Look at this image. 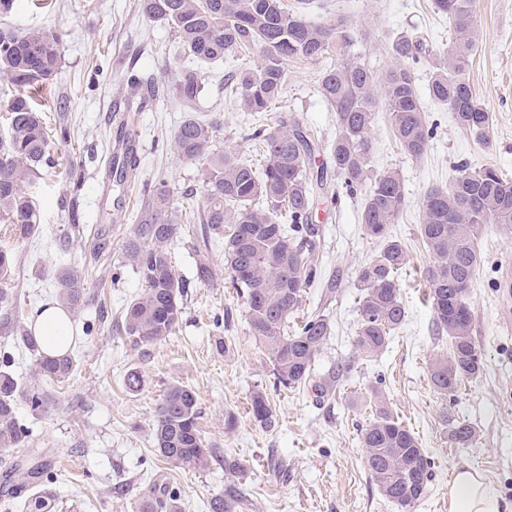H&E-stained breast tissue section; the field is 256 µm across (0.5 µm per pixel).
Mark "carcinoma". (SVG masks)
Returning <instances> with one entry per match:
<instances>
[{
    "label": "carcinoma",
    "instance_id": "cac0c4a2",
    "mask_svg": "<svg viewBox=\"0 0 512 512\" xmlns=\"http://www.w3.org/2000/svg\"><path fill=\"white\" fill-rule=\"evenodd\" d=\"M313 0H141L142 15L173 30L183 53L210 62L258 52L253 65L234 72V103L243 112L267 119L252 128L263 164L257 170L230 149L215 144L217 125L198 119L184 121L174 134L178 158L202 164L206 204L199 212L202 242L212 236L224 240V263L233 288L245 299L248 326L264 348L271 365L273 386L298 388L312 372L316 355L331 333L323 315L308 319L293 331L289 318L301 304L306 288L318 276L308 262L319 228L312 208L328 191L327 169L336 172L354 193L368 186L361 224L365 233L384 240L381 251L360 268V323L355 337L359 356L373 358L384 351L392 333L404 322L406 309L397 286L398 271L406 263V248L387 234L406 203V184L397 170L375 172L371 128L378 107L387 115L391 131L407 155L420 159L434 129L416 91L411 64L427 56L432 73L428 93L454 112L456 124L483 143H490V112L466 78L469 59L481 44L475 0H434L437 12L448 16V49H430L420 36H398L388 43L393 67L377 78L368 64L352 54L354 37L347 21L309 20ZM13 0H0V80L13 88L9 103L8 136L0 139V223L9 224L19 242L38 228L29 187L50 165L49 141L34 94L53 80L61 63L60 37L46 28L17 30L6 23ZM336 55L340 62L322 71L319 92L336 113V137L325 147L329 164L312 168L317 142L295 112L278 111L288 75V62L301 58L315 62ZM180 99L191 104L199 94L194 73L178 81ZM112 174L124 182L136 175V166L120 158ZM139 224L124 245L144 292L125 308L123 331L133 347L143 351L175 332L182 320L180 298L187 284L173 265L170 244L180 232L182 209L170 204L164 177L144 187ZM488 224H512V179L484 165L461 163L448 188L427 190L422 202L419 232L428 253L424 267L428 298L439 334L448 336L450 351L432 360L429 379L443 400L453 399L466 381L480 378L484 360L472 339L474 312L469 303L480 266L476 244ZM197 279L209 282L213 269L205 249L198 248ZM59 299L76 306L84 297L82 274L74 269L59 278ZM20 341L34 357L36 374L63 381L75 370L68 354H44L40 338L26 326L17 327ZM351 370V363L318 385L324 395ZM29 401L34 410L45 406L43 395L27 390L11 371L9 359H0V452L29 443L16 402ZM375 415L362 429L361 439L371 478L381 495L407 512L426 493L431 472L418 439L388 412L384 395L374 391ZM250 412L263 428L274 426L275 410L263 388L250 397ZM200 412L194 391L180 384L167 388L156 410L154 443L161 456L189 469H203L214 450L199 429ZM444 435L456 448L476 441L475 428L459 419L443 420ZM47 462L31 459L24 481L14 482L15 468L5 469L0 487L4 505L22 512H56L57 502L46 477ZM243 492L230 483L208 502L209 512H237ZM136 512H183L178 494L167 485H155L139 494Z\"/></svg>",
    "mask_w": 512,
    "mask_h": 512
}]
</instances>
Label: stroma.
I'll list each match as a JSON object with an SVG mask.
<instances>
[{
    "instance_id": "1",
    "label": "stroma",
    "mask_w": 512,
    "mask_h": 512,
    "mask_svg": "<svg viewBox=\"0 0 512 512\" xmlns=\"http://www.w3.org/2000/svg\"><path fill=\"white\" fill-rule=\"evenodd\" d=\"M312 21L347 18L356 50L377 74L393 63L384 48L399 33L422 35L433 47L448 45V19L435 14L432 0H324ZM140 0H15L8 19L19 30L50 27L62 35L61 66L41 93L53 101L47 110L52 158L31 188L39 211V230L16 242L11 227L0 224V249L15 254V269L5 288L10 309L0 308V352L23 385H34L47 401L32 412L18 399L17 413L38 447L49 449L52 488L59 512H135L134 495L153 483H167L180 495L186 512H207L210 498L223 492L231 477L223 457L237 459V479L244 493L239 512H399L383 498L365 464L361 430L375 412L373 390L386 396L388 410L413 432L431 461L426 495L410 512H448L449 476L466 464L478 471L506 500L512 501V305L504 286L512 268V226L488 225L478 240L481 263L470 295L475 315L473 339L483 354L481 378L463 384L452 401L434 394L429 366L447 354V337L436 334L433 310L423 278L427 249L419 234L422 199L433 187H446L458 164H492L512 177V0H476L482 47L466 71L470 85L492 115L489 144L458 128L453 112L428 96L431 67L412 66L421 102L434 125L422 158L402 152L378 113L372 131V164L396 169L406 180L407 199L389 234L407 249L398 278L406 320L384 353L358 357L354 338L359 325L357 275L380 249L360 223L364 191L338 188L324 199L315 221L322 235L309 260L321 271L307 288L294 323L322 313L332 334L317 355L313 379L325 378L338 363L354 367L334 393L318 397L312 386L271 390L276 411L273 429L253 419L250 395L273 379L264 350L250 334L246 305L231 286L224 267V243L209 253L214 277L196 278L195 219L182 217L181 232L171 246L173 264L188 288L184 314L175 333L141 351L121 331L127 303L143 291L123 245L136 224L138 186L118 184L112 176L113 115L130 103L124 93L130 75L154 82L157 96L136 113L139 184L166 175L173 201L193 194L205 201L201 165L179 159L173 137L188 115H209L217 123V146L235 147L245 161L260 164L261 153L244 138L250 113L236 110L224 87L227 64L200 63L184 56L173 31L147 20ZM319 62L288 64L282 92L284 108L298 110L307 126L324 141L336 135V115L318 92ZM196 72L201 92L185 108L174 92L180 76ZM70 129L68 140L56 134ZM85 270L84 288L99 304L71 311V354L77 369L55 382L38 378L33 356L17 339L15 322L32 324L41 306L58 300L56 277L69 266ZM139 372L138 389L126 377ZM179 383L195 391L203 440L219 458L191 470L161 457L154 448L156 408L166 388ZM465 420L478 433L469 448H456L442 432L443 415ZM236 426L226 430V416Z\"/></svg>"
}]
</instances>
